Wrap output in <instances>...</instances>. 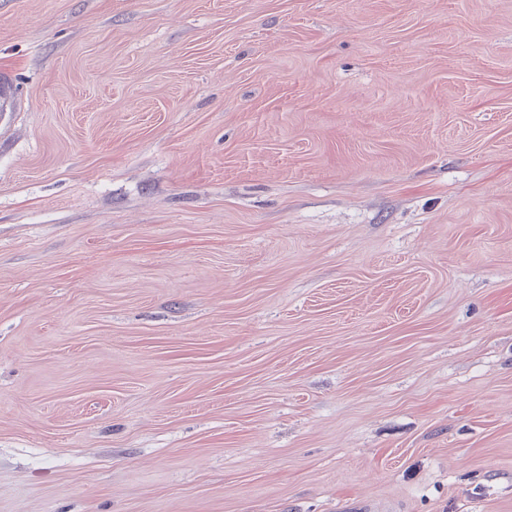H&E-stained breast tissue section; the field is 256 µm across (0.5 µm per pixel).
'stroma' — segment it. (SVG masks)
<instances>
[{"label": "stroma", "instance_id": "obj_1", "mask_svg": "<svg viewBox=\"0 0 512 512\" xmlns=\"http://www.w3.org/2000/svg\"><path fill=\"white\" fill-rule=\"evenodd\" d=\"M0 512H512V0H0Z\"/></svg>", "mask_w": 512, "mask_h": 512}]
</instances>
